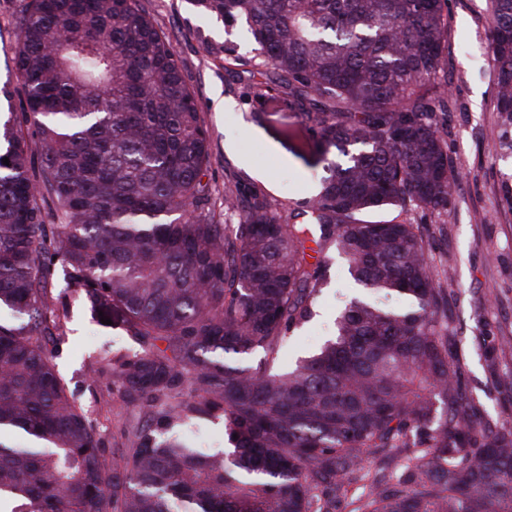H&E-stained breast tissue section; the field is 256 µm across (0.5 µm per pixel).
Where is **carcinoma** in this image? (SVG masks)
<instances>
[{
    "label": "carcinoma",
    "instance_id": "1",
    "mask_svg": "<svg viewBox=\"0 0 512 512\" xmlns=\"http://www.w3.org/2000/svg\"><path fill=\"white\" fill-rule=\"evenodd\" d=\"M195 2L246 23L262 57L246 85L298 109L288 137L310 134L320 191L286 220L236 184L215 199L196 96L136 0H27L13 63L41 162L3 124L0 512H512V422L491 427L461 391L422 236L362 219L448 212V0ZM491 8L511 127L512 0ZM309 242L407 307L350 301L284 370L322 288ZM73 293L140 346L91 376L130 410L110 464L55 363ZM205 418L223 449L180 440Z\"/></svg>",
    "mask_w": 512,
    "mask_h": 512
}]
</instances>
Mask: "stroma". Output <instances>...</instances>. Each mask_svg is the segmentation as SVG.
I'll return each instance as SVG.
<instances>
[{
  "mask_svg": "<svg viewBox=\"0 0 512 512\" xmlns=\"http://www.w3.org/2000/svg\"><path fill=\"white\" fill-rule=\"evenodd\" d=\"M24 0H0V84L13 80L17 18ZM140 8L172 41L176 58L211 135L207 179L215 190L240 182L247 192L267 196L281 216L317 194L322 166H311L293 151L285 134L295 123L283 95L254 100L243 93V71L261 62L242 26H225L193 0H139ZM490 0H448V48L441 67L448 73V112L440 133L458 178L448 211L393 210L400 221L419 225L427 249L448 290L449 347L460 367L467 395L491 424L512 420V391L498 392L497 375L512 372V131L496 110L495 73L490 60ZM224 109H217V101ZM326 261L327 283L315 316L290 332L280 356L306 355L333 331L337 310L368 292L346 275L336 251L308 253L307 262ZM64 342L57 367L102 433L103 452L113 451V434L130 412L118 395L89 391L93 369L105 357L131 355L135 340L117 326L90 318L73 303L61 320Z\"/></svg>",
  "mask_w": 512,
  "mask_h": 512,
  "instance_id": "35a3bbf8",
  "label": "stroma"
}]
</instances>
